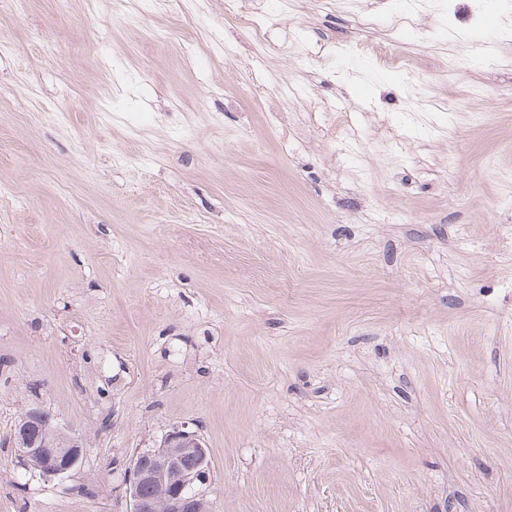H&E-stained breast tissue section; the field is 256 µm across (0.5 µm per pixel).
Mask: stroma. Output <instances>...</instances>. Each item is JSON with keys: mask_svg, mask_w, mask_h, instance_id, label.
<instances>
[{"mask_svg": "<svg viewBox=\"0 0 512 512\" xmlns=\"http://www.w3.org/2000/svg\"><path fill=\"white\" fill-rule=\"evenodd\" d=\"M182 423L211 512H512V0H0V512ZM12 447L16 449L19 464L28 472L41 478L55 479L67 477L80 464L84 456V446L78 437L58 432V440L50 426V419L40 408H30L24 414V420L15 424ZM32 460H37L32 468Z\"/></svg>", "mask_w": 512, "mask_h": 512, "instance_id": "1", "label": "stroma"}]
</instances>
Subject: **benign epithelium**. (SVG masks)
<instances>
[{"mask_svg": "<svg viewBox=\"0 0 512 512\" xmlns=\"http://www.w3.org/2000/svg\"><path fill=\"white\" fill-rule=\"evenodd\" d=\"M12 447L19 464L45 479L64 478L84 456L81 439L71 436L58 443L50 419L39 408L24 414L23 427L14 432ZM208 448L203 439L183 425L172 427L159 446L140 450L131 460L126 512H209L201 486L209 481ZM157 485L163 498L146 497L142 488Z\"/></svg>", "mask_w": 512, "mask_h": 512, "instance_id": "1", "label": "benign epithelium"}]
</instances>
